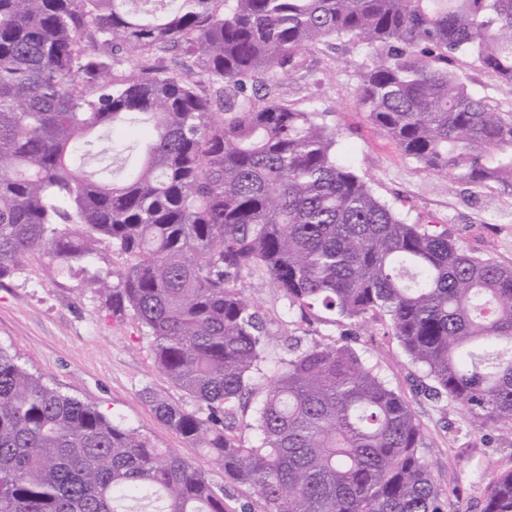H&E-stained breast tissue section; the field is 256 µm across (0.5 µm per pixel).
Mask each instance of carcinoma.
<instances>
[{
    "label": "carcinoma",
    "mask_w": 512,
    "mask_h": 512,
    "mask_svg": "<svg viewBox=\"0 0 512 512\" xmlns=\"http://www.w3.org/2000/svg\"><path fill=\"white\" fill-rule=\"evenodd\" d=\"M330 39L368 51L358 105L405 155L512 194V112L461 72L512 90V0H0V281L33 250L87 274L196 407L144 401L236 490L0 349V512H253V494L265 512H448L421 423L350 346L290 344L258 383L270 333L247 276L290 312L386 317L430 399L512 433V267L406 222L325 113L283 97ZM175 47L189 64L170 71ZM132 123L138 171L76 164ZM103 249L121 262L89 272ZM482 512H512V470ZM467 84L477 93L488 96L503 111H512V94L505 88H496L493 81L476 64L468 63L462 68Z\"/></svg>",
    "instance_id": "obj_1"
}]
</instances>
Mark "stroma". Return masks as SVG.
Here are the masks:
<instances>
[{
	"mask_svg": "<svg viewBox=\"0 0 512 512\" xmlns=\"http://www.w3.org/2000/svg\"><path fill=\"white\" fill-rule=\"evenodd\" d=\"M366 51L339 41L307 54L304 67L283 89L300 106L326 113L335 126L339 155L411 223L435 224L475 255L512 266V196L494 185H471L436 174L405 156L366 118L355 100L357 73ZM84 273L58 271L40 251L0 283V348L60 392L98 406L151 436L161 448L204 464L201 449L160 421L141 397L149 387L171 402H194L156 367L149 340L132 316L113 317L84 283ZM242 294L265 313L272 339L258 376L266 382L287 357L285 336L303 345L340 341L377 365L389 385L405 396L427 438L423 455L449 512H481L493 470L512 469V434L472 428L463 411L416 393L422 371L404 355L387 320L360 326L330 322L327 313L289 314L269 280L238 282Z\"/></svg>",
	"mask_w": 512,
	"mask_h": 512,
	"instance_id": "35a3bbf8",
	"label": "stroma"
}]
</instances>
